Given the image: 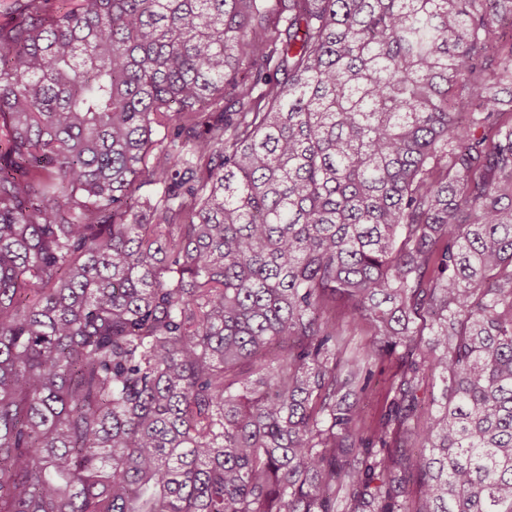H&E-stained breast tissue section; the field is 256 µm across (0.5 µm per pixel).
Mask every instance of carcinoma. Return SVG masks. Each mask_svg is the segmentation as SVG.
<instances>
[{
    "label": "carcinoma",
    "mask_w": 512,
    "mask_h": 512,
    "mask_svg": "<svg viewBox=\"0 0 512 512\" xmlns=\"http://www.w3.org/2000/svg\"><path fill=\"white\" fill-rule=\"evenodd\" d=\"M268 2L4 8L0 512H512V0Z\"/></svg>",
    "instance_id": "1"
}]
</instances>
